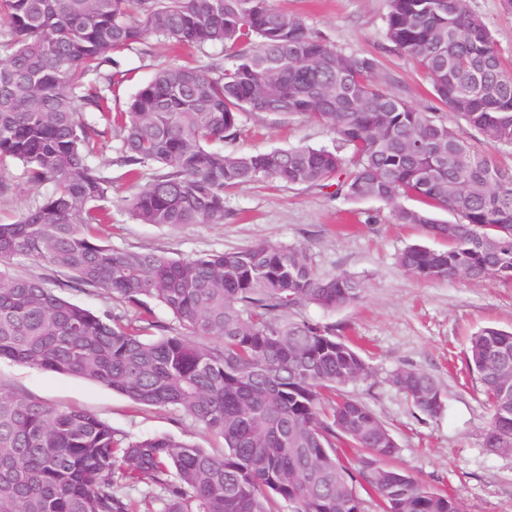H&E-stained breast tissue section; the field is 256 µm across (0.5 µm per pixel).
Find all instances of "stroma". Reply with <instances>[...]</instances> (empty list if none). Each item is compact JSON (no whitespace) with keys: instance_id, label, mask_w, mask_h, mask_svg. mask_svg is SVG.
Here are the masks:
<instances>
[{"instance_id":"stroma-1","label":"stroma","mask_w":512,"mask_h":512,"mask_svg":"<svg viewBox=\"0 0 512 512\" xmlns=\"http://www.w3.org/2000/svg\"><path fill=\"white\" fill-rule=\"evenodd\" d=\"M272 4L305 18L339 51L376 57L381 75L395 77L408 101L444 112L420 67L390 49L384 37L388 0ZM469 7L512 63V8L504 0H469ZM113 57L108 96L118 112L161 62L204 66L223 60L225 53L219 45L175 50L150 36ZM334 144L327 127L307 118L246 112L239 133L225 140L224 150L251 153ZM112 180V222L104 236L115 249L200 256L268 241L306 247L319 275L347 271L362 278L366 289L357 303L333 311L306 304L292 311L291 319L334 327L337 336L353 342L367 373L343 392L368 406L391 431L399 452L390 466L452 496L464 512H512V453L486 448L490 410L465 363L469 339L480 328L512 330V281H426L406 273L396 261L399 252L412 244L437 248L440 240L422 225L394 223L385 203L353 201L337 195L331 185L246 184L226 191L223 223L158 226L137 223L124 208L122 199L132 191L124 168L113 167ZM38 195L20 165H0L1 223L15 220ZM401 367L420 369L437 380L445 403L442 414H421L397 390L391 377ZM0 392L24 394L57 409H86L136 437L167 434L203 448L223 445L220 437L174 408L138 407L108 387L7 360L0 361Z\"/></svg>"}]
</instances>
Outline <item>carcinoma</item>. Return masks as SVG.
Returning <instances> with one entry per match:
<instances>
[{"label": "carcinoma", "instance_id": "obj_1", "mask_svg": "<svg viewBox=\"0 0 512 512\" xmlns=\"http://www.w3.org/2000/svg\"><path fill=\"white\" fill-rule=\"evenodd\" d=\"M0 22V161L21 163L45 188L0 223V360L172 407L224 439L218 452L168 435L135 438L94 413L0 393V512H364L356 481L382 512H461L454 498L384 464L399 451L392 433L341 393L367 373L353 345L284 317L304 304H354L364 281L319 276L303 246L260 242L180 258L112 248L102 238L112 176L94 164L95 123L120 128L115 163L130 178L152 171L123 199L141 224H222L227 189L334 178L336 194L382 201L395 222L447 241L399 253V266L427 281L512 280V168L458 135L448 115L378 87L375 57L337 51L270 0H0ZM149 35L221 45L231 62L163 65L114 112L101 68ZM385 37L456 119L484 143L512 148V65L468 0H388ZM244 112L313 119L336 145L226 154L220 143ZM402 197L455 220L404 207ZM24 260L139 316L79 305L61 283L14 273ZM154 305L183 333L153 334ZM465 361L491 411L486 447L512 452V331L481 328ZM392 384L421 413L443 412L428 373L400 368ZM342 439L363 452L355 474L336 450ZM122 485L149 491L134 498Z\"/></svg>", "mask_w": 512, "mask_h": 512}]
</instances>
